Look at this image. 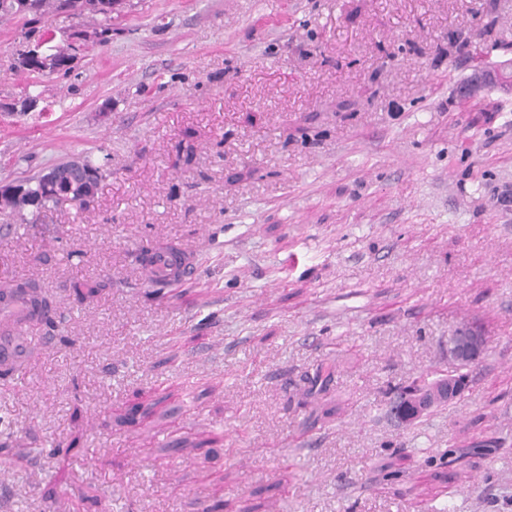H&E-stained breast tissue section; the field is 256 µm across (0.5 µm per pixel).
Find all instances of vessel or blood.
<instances>
[{
    "label": "vessel or blood",
    "mask_w": 512,
    "mask_h": 512,
    "mask_svg": "<svg viewBox=\"0 0 512 512\" xmlns=\"http://www.w3.org/2000/svg\"><path fill=\"white\" fill-rule=\"evenodd\" d=\"M197 270L195 258L185 252L176 257L172 252L158 251L145 264L148 283L161 288L196 279ZM0 305L16 310L12 318L0 321V371H8L33 358L46 344V337L29 335L27 329L33 323L44 321L48 312L29 296L13 293L6 294Z\"/></svg>",
    "instance_id": "vessel-or-blood-1"
}]
</instances>
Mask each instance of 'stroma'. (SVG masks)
Returning a JSON list of instances; mask_svg holds the SVG:
<instances>
[{
  "mask_svg": "<svg viewBox=\"0 0 512 512\" xmlns=\"http://www.w3.org/2000/svg\"><path fill=\"white\" fill-rule=\"evenodd\" d=\"M33 30L68 72L20 68ZM96 30L0 18V185L103 170L0 209V283L57 319L0 384V512H512V88L459 92L512 60V0H123ZM169 245L199 274L150 287ZM465 324L464 394L391 420ZM83 176L79 167H74L66 171H52L48 175L49 185L57 192L59 200L77 201L78 198L74 193V186ZM22 190L20 199H16L12 204L11 210L21 213L27 208H32L33 212H38L48 203H56V199L52 192L47 189L44 178L41 175L26 180L25 183L19 184ZM486 347V336L469 326H457L448 335V356L460 366L476 364Z\"/></svg>",
  "mask_w": 512,
  "mask_h": 512,
  "instance_id": "stroma-1",
  "label": "stroma"
}]
</instances>
